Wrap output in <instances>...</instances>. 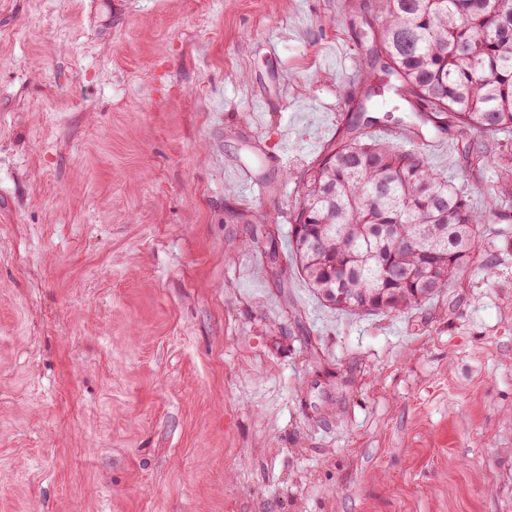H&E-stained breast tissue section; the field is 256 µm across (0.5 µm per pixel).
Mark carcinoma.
<instances>
[{
	"label": "carcinoma",
	"instance_id": "carcinoma-1",
	"mask_svg": "<svg viewBox=\"0 0 512 512\" xmlns=\"http://www.w3.org/2000/svg\"><path fill=\"white\" fill-rule=\"evenodd\" d=\"M366 90L342 135L300 176L289 232L294 266L327 305L348 313H401L459 284L480 253L484 228L512 203V165L496 150L492 202L471 208L464 190L367 131L384 86L412 112L403 129H453L464 140L512 135V0H375ZM250 242L278 263L275 234Z\"/></svg>",
	"mask_w": 512,
	"mask_h": 512
}]
</instances>
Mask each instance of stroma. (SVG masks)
<instances>
[{"label":"stroma","instance_id":"obj_1","mask_svg":"<svg viewBox=\"0 0 512 512\" xmlns=\"http://www.w3.org/2000/svg\"><path fill=\"white\" fill-rule=\"evenodd\" d=\"M373 4L0 0V512H512V208L417 310L282 272ZM265 226L267 225L260 224L259 227L255 228V233L252 234L250 242L256 244L258 248L262 246L270 259L271 265L276 266L279 255L276 247L275 235ZM260 239L264 240V243H262Z\"/></svg>","mask_w":512,"mask_h":512}]
</instances>
